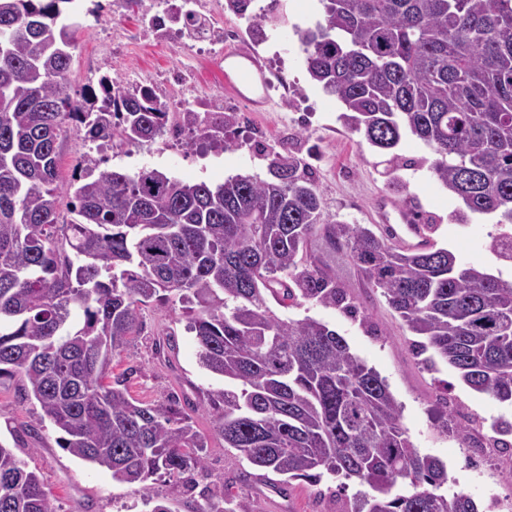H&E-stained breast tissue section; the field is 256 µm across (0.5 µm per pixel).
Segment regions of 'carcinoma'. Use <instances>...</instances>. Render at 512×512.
Returning <instances> with one entry per match:
<instances>
[{"instance_id":"1","label":"carcinoma","mask_w":512,"mask_h":512,"mask_svg":"<svg viewBox=\"0 0 512 512\" xmlns=\"http://www.w3.org/2000/svg\"><path fill=\"white\" fill-rule=\"evenodd\" d=\"M66 0H0V379L20 376L61 432V447L139 483L146 512H175L145 485L176 486L206 470L207 437L178 404L133 398L106 378L141 332L143 307L183 304L201 367L224 380L206 393L214 430L251 465L315 484L355 480L369 491L351 512H478L442 492L446 465L411 443L378 372L315 318L280 307L346 304L336 270L311 250L345 249L417 339L414 357L441 361L472 390L512 404V281L446 248L411 251L387 227L323 217L311 177L288 154L274 180L238 175L190 182L157 169L59 179V137L142 143L169 113L117 77L74 99L68 72L80 23ZM324 22L299 32L310 78L336 95L348 127L390 150L409 133L431 147L439 184L480 214L512 224V0H322ZM228 8L253 26L280 17ZM192 137L218 143L195 112ZM72 193L73 218L58 202ZM512 261V233L492 242ZM0 512H56L40 476L0 444ZM196 512H249L228 486L206 487Z\"/></svg>"}]
</instances>
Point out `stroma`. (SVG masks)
Here are the masks:
<instances>
[{
  "instance_id": "1",
  "label": "stroma",
  "mask_w": 512,
  "mask_h": 512,
  "mask_svg": "<svg viewBox=\"0 0 512 512\" xmlns=\"http://www.w3.org/2000/svg\"><path fill=\"white\" fill-rule=\"evenodd\" d=\"M256 4L280 15L281 23L250 27L229 11L224 21L239 27L243 48L255 49L271 69L287 74L293 89L291 102L276 99L261 111L246 105L241 111L225 113V149L165 133L150 142L107 150L106 169L133 173L155 168L213 184L235 175L266 180L271 153L287 151L314 178L324 218L376 223L375 201L387 193L412 204L421 217L435 224L438 246L489 274L512 280V262L499 261L490 249L500 231L498 215L467 211L460 198L437 183L429 169L434 154L414 136L402 138L395 149L399 160L389 164L387 155L343 125L341 103L310 78L298 33L322 21L320 0H256ZM144 18L139 0L117 18L81 17L69 71L73 98H80L87 86L85 57L99 32L115 24L140 25ZM459 212L464 220H456ZM312 249L335 268L358 312L352 316L338 307L305 302L280 309V316H310L336 330L352 352L385 379L402 406L413 446L445 463L449 491L468 494L480 512H512V455L496 447L491 428L497 419L512 420V406L473 391L446 364H439L434 372L424 370L409 351L411 333L380 290L368 287L344 254L327 251L322 239H315ZM141 321L142 332L118 357L116 372H127V385L136 399L189 401L195 427L208 438L206 476L197 478L195 486L175 490L167 478H154L150 485L155 494L174 495L176 512H195L204 503L207 482L223 481L235 490L248 485L251 512H345L349 508L361 489L358 482H349L342 492L332 480L317 485L294 481L273 488L265 485L259 469L235 449L225 447L214 431L215 413L205 398L207 390L223 387L224 382L199 366L196 341L187 330L177 298L150 302L141 312ZM163 340L169 341V348L157 351V342ZM442 414L448 417L444 429L436 423ZM465 423L480 436L481 447L463 441L458 427ZM60 437V430L43 418L38 402L25 396L20 378L0 382V443L41 474L57 512H140L135 486L113 481L109 472L74 458L60 447Z\"/></svg>"
}]
</instances>
